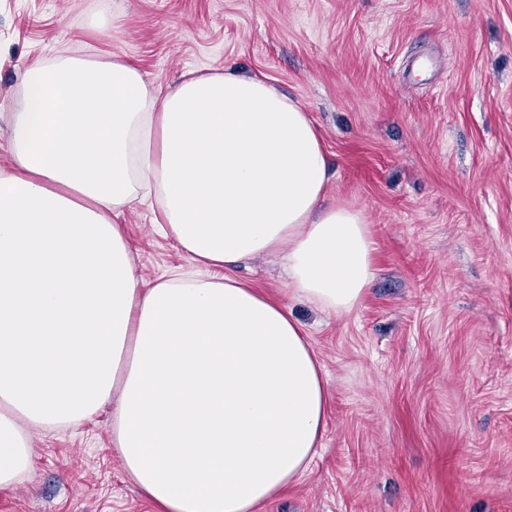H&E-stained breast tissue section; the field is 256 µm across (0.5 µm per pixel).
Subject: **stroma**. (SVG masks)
I'll return each instance as SVG.
<instances>
[{
	"label": "stroma",
	"mask_w": 512,
	"mask_h": 512,
	"mask_svg": "<svg viewBox=\"0 0 512 512\" xmlns=\"http://www.w3.org/2000/svg\"><path fill=\"white\" fill-rule=\"evenodd\" d=\"M268 79L309 112L330 201L360 211L357 309L290 303L327 380L306 473L263 512H512V0H0V140L25 66L57 50ZM149 204L122 230L146 282L183 265ZM236 274L288 301L273 255ZM0 512H158L126 476L112 408L32 431Z\"/></svg>",
	"instance_id": "1"
}]
</instances>
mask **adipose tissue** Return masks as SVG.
Listing matches in <instances>:
<instances>
[{
  "mask_svg": "<svg viewBox=\"0 0 512 512\" xmlns=\"http://www.w3.org/2000/svg\"><path fill=\"white\" fill-rule=\"evenodd\" d=\"M0 171V487L31 429L90 419L162 512H263L326 427L323 368L289 307L353 312L373 278L363 215L327 200L308 112L265 79L189 72L172 89L119 60L23 74ZM153 199L201 276L143 287L117 220ZM281 255L288 302L232 273Z\"/></svg>",
  "mask_w": 512,
  "mask_h": 512,
  "instance_id": "adipose-tissue-1",
  "label": "adipose tissue"
}]
</instances>
